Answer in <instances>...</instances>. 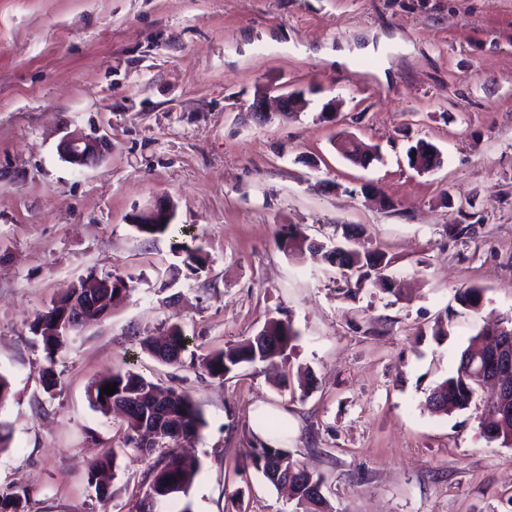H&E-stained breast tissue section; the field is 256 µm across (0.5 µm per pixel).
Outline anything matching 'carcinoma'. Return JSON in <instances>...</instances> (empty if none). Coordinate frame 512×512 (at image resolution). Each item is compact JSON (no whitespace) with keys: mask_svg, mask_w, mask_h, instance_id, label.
Wrapping results in <instances>:
<instances>
[{"mask_svg":"<svg viewBox=\"0 0 512 512\" xmlns=\"http://www.w3.org/2000/svg\"><path fill=\"white\" fill-rule=\"evenodd\" d=\"M134 229L146 239H156L174 232L172 224H136ZM174 251L185 256V260L198 266L205 264L203 249L184 241L173 244ZM330 263L348 271L361 283L372 274H381L390 264V260L380 251L365 249L356 242L338 245L328 251ZM76 294V289L67 288L46 311L40 313L35 321V333L41 338L47 353L49 365L42 368L44 390L53 391L57 386V377L53 369L54 357L65 349L70 337L59 336L53 332L57 320ZM482 290L477 287L463 288L458 291L456 300L463 308L473 312L480 309ZM298 333L288 320L270 319L254 336L222 350L198 355L189 350L190 338L183 329L173 324L163 336H148L142 340V349L154 359L171 366L183 364L185 354H190V363L197 367L200 374L212 379L222 380L245 364L259 362L288 364L289 351ZM494 333L483 328L469 339L461 353L456 373L447 377L432 388L426 397V405L435 411L446 414L467 410L478 393L475 380L464 368L466 357L477 351H487ZM116 385V393H100L105 384ZM87 390L94 391L95 397L90 405L104 415L120 409L126 404L133 409L123 415L125 421L124 447L114 448L95 460L88 472V485L98 488L102 481L117 474L120 459L131 453L153 458L144 475L146 490L131 507V512H164L167 505L182 498V507L177 512H192L191 502L187 500L189 490L200 471V461L176 451L178 440L200 432L207 422L201 407L186 393L170 392L163 397L162 407L167 416L169 430L159 440L146 445L139 438L143 420L156 413L155 393L158 385L144 375L122 368H112V373L93 380ZM479 427L490 442L506 444L512 439V418L503 419L498 414L495 403H490L478 414ZM281 461L283 470L288 472V481L294 489L295 512H332V508L323 494L324 481L300 467L293 460L291 452L285 447L282 435H273L272 444L260 435L253 440L241 456L236 469L241 472L252 470L273 486L278 482L270 475L268 468L273 460ZM30 502L29 488L21 481L8 488L0 489V512H28Z\"/></svg>","mask_w":512,"mask_h":512,"instance_id":"obj_1","label":"carcinoma"}]
</instances>
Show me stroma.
I'll return each instance as SVG.
<instances>
[{
	"label": "stroma",
	"mask_w": 512,
	"mask_h": 512,
	"mask_svg": "<svg viewBox=\"0 0 512 512\" xmlns=\"http://www.w3.org/2000/svg\"><path fill=\"white\" fill-rule=\"evenodd\" d=\"M287 92L307 108L249 117L257 94ZM76 131L110 145L80 170L58 151ZM343 131L379 159L343 158ZM420 141L438 167H410ZM160 201L175 231L145 239L130 218ZM454 224L476 232L453 239ZM290 232L329 249L360 233L390 258V286L349 292L321 255L280 247ZM190 239L198 271L172 250ZM109 276L125 298L73 332L46 393L37 314ZM469 286L479 311L455 301ZM272 318L298 333L283 370L219 381L141 347L177 323L205 354ZM497 323L512 324V0H0V374L14 392L0 489L24 482L30 512H100L87 473L122 418L86 389L115 367L203 409L183 444L201 462L192 512H293L287 491L235 470L259 424L323 476L333 512H512V447L474 411L426 406ZM120 465L109 512L143 489L146 461Z\"/></svg>",
	"instance_id": "1"
}]
</instances>
